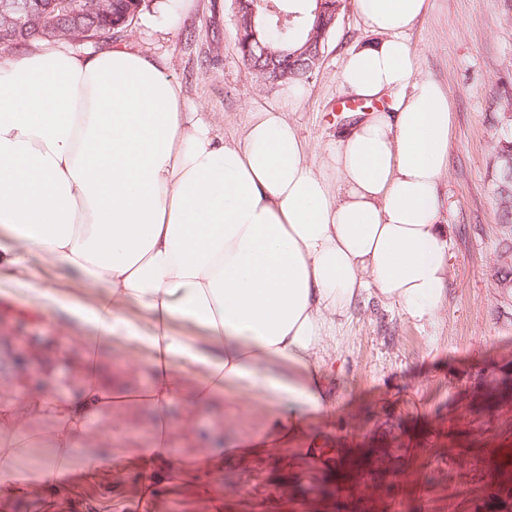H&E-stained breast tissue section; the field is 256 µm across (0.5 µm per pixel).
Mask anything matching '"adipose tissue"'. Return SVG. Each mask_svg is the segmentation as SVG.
I'll list each match as a JSON object with an SVG mask.
<instances>
[{"label":"adipose tissue","instance_id":"1","mask_svg":"<svg viewBox=\"0 0 512 512\" xmlns=\"http://www.w3.org/2000/svg\"><path fill=\"white\" fill-rule=\"evenodd\" d=\"M427 0H355L374 42L340 74L359 113L314 166L281 112L253 113L225 140L155 61L123 46L77 55L40 42L0 63V267L21 255L135 301L152 331L153 398L175 395L189 361L216 394L261 390L274 433L303 432L300 411L331 403L324 369L336 331L376 298L413 322L446 301L449 240L438 222L452 104L419 76L406 35ZM183 321L200 341L161 335ZM79 400L24 395L14 409L56 421L72 447L108 418L124 384Z\"/></svg>","mask_w":512,"mask_h":512}]
</instances>
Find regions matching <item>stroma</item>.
I'll use <instances>...</instances> for the list:
<instances>
[{
  "label": "stroma",
  "instance_id": "1",
  "mask_svg": "<svg viewBox=\"0 0 512 512\" xmlns=\"http://www.w3.org/2000/svg\"><path fill=\"white\" fill-rule=\"evenodd\" d=\"M167 0H145L132 24L111 39L65 41L85 55L107 43L157 61L188 103L208 112L225 139L251 113H287L313 164L352 116L339 86L348 52L371 41L353 0H346L320 64L291 98L284 86L256 81L240 56L232 0H191L177 25ZM419 73L452 102L448 172L440 186L450 241L448 299L439 317L419 325L399 308L369 299L342 331L326 368L330 415L306 418L307 435L235 456V441L262 436L271 398L235 389L197 408L200 371L177 363V393L166 460L141 468L155 443L152 355L138 339H114L98 318L99 289L63 270L27 259L31 273L64 301L38 311L33 298L0 273V411L21 394H61L66 376L84 377L83 337H102L100 368L125 382L130 398L108 420L92 419L71 460L67 488L42 479L54 457L55 424L26 420L12 445L14 493L0 512H131L142 471L154 475L153 512H512V469L490 494L486 451L512 450V297L493 275L497 214L491 157L499 129L496 99L512 84V0H428L407 36ZM415 477L407 483L398 476Z\"/></svg>",
  "mask_w": 512,
  "mask_h": 512
}]
</instances>
